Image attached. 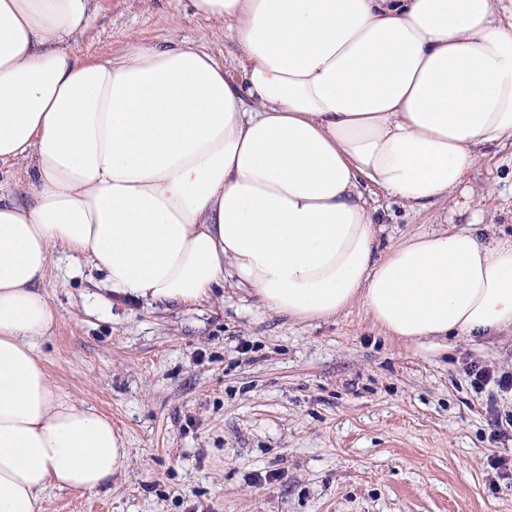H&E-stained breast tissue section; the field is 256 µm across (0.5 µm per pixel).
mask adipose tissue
Instances as JSON below:
<instances>
[{"label":"adipose tissue","mask_w":512,"mask_h":512,"mask_svg":"<svg viewBox=\"0 0 512 512\" xmlns=\"http://www.w3.org/2000/svg\"><path fill=\"white\" fill-rule=\"evenodd\" d=\"M234 69L188 42L81 61L95 0H0V512L95 493L129 450L58 395L36 342L61 245L113 294L187 305L232 284L299 321L361 303L406 340L512 327V237L438 229L379 251L376 187L410 209L512 145V0H189ZM29 173L26 162H0V193L17 196L26 188Z\"/></svg>","instance_id":"adipose-tissue-1"}]
</instances>
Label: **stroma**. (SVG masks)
I'll return each mask as SVG.
<instances>
[{
    "label": "stroma",
    "instance_id": "stroma-1",
    "mask_svg": "<svg viewBox=\"0 0 512 512\" xmlns=\"http://www.w3.org/2000/svg\"><path fill=\"white\" fill-rule=\"evenodd\" d=\"M192 41L226 67L230 34L187 0H98L75 50ZM512 148L469 176L482 239L512 235ZM382 247L448 228L461 194L412 211L366 191ZM55 322L38 343L60 392L111 419L130 450L95 494L44 490L38 512H512V456L494 414L512 391L476 392L469 366L512 372V328L422 342L387 335L361 304L299 322L232 286L192 305L113 297L83 256L56 246L40 285Z\"/></svg>",
    "mask_w": 512,
    "mask_h": 512
}]
</instances>
